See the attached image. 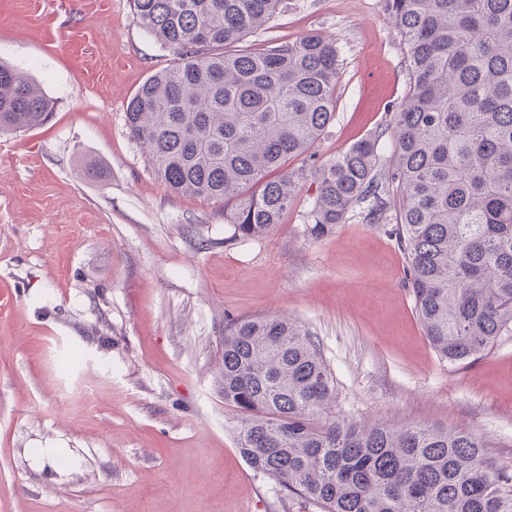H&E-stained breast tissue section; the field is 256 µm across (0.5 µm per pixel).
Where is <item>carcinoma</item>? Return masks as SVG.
Returning a JSON list of instances; mask_svg holds the SVG:
<instances>
[{
	"label": "carcinoma",
	"mask_w": 512,
	"mask_h": 512,
	"mask_svg": "<svg viewBox=\"0 0 512 512\" xmlns=\"http://www.w3.org/2000/svg\"><path fill=\"white\" fill-rule=\"evenodd\" d=\"M406 50L394 155L366 138L306 175L285 172L334 117L336 45L310 34L242 45L282 0H133L174 54L126 112L129 134L176 193L231 202L232 237L260 239L312 177L305 232L322 238L369 203L392 224L426 336L466 364L512 335V0H383ZM54 101L0 63V131L42 125ZM333 379L286 315L224 327V404L257 475L322 512H512V472L469 431L334 415Z\"/></svg>",
	"instance_id": "obj_1"
}]
</instances>
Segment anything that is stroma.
I'll return each mask as SVG.
<instances>
[{"instance_id":"35a3bbf8","label":"stroma","mask_w":512,"mask_h":512,"mask_svg":"<svg viewBox=\"0 0 512 512\" xmlns=\"http://www.w3.org/2000/svg\"><path fill=\"white\" fill-rule=\"evenodd\" d=\"M308 34L339 51L335 116L288 169L370 136L388 165L408 75L383 0H286L245 42ZM173 61L130 0H0V62L55 103L0 132V512H321L236 448L230 317L308 329L336 415L477 433L512 470V336L441 361L390 225L357 211L309 237L312 180L265 238L231 240L223 201L173 192L127 130L129 101Z\"/></svg>"}]
</instances>
